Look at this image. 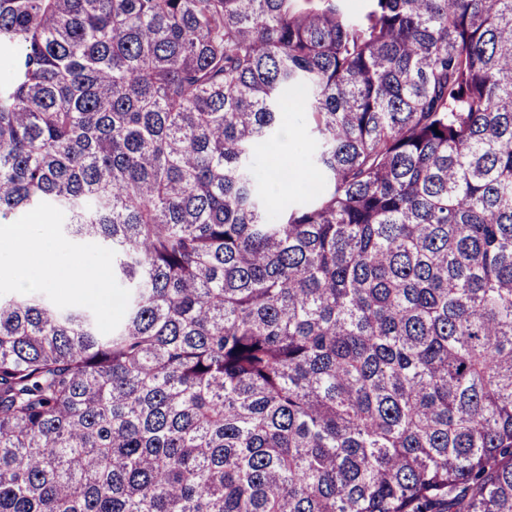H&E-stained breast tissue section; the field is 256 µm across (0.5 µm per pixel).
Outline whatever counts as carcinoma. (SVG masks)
I'll return each instance as SVG.
<instances>
[{"label":"carcinoma","instance_id":"carcinoma-1","mask_svg":"<svg viewBox=\"0 0 512 512\" xmlns=\"http://www.w3.org/2000/svg\"><path fill=\"white\" fill-rule=\"evenodd\" d=\"M343 2L0 0V512H512V0ZM288 118V124H286V131L284 133V149L282 150V162L278 170L288 171V176L291 179H306V174L302 171V169L297 165L295 157L291 151L288 150V144L292 141L291 130L288 128L290 126L293 131L298 132V134H305L304 127V114L303 112H299L294 108H290L288 112L285 113L284 121ZM75 255H95V258H58L54 255L52 245L46 236L27 227L13 225V232L6 238H0L1 260L13 278L19 283L51 288L53 297L64 303L89 306L96 311L103 322L110 313L115 318L122 309V295L110 282L109 257L91 241L73 243L68 250ZM110 282V285H109ZM109 286V288H108ZM67 288L75 293L90 295L97 289L108 288L106 295L88 300L85 297H74L67 293Z\"/></svg>","mask_w":512,"mask_h":512}]
</instances>
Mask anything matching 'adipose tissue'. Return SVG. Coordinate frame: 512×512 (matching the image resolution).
Here are the masks:
<instances>
[{
  "label": "adipose tissue",
  "mask_w": 512,
  "mask_h": 512,
  "mask_svg": "<svg viewBox=\"0 0 512 512\" xmlns=\"http://www.w3.org/2000/svg\"><path fill=\"white\" fill-rule=\"evenodd\" d=\"M0 260L5 261L19 283L38 284L43 288H66L89 295L108 287L109 266L92 258H59L53 253L46 236L29 228L14 227L0 238Z\"/></svg>",
  "instance_id": "ef3b65f1"
}]
</instances>
